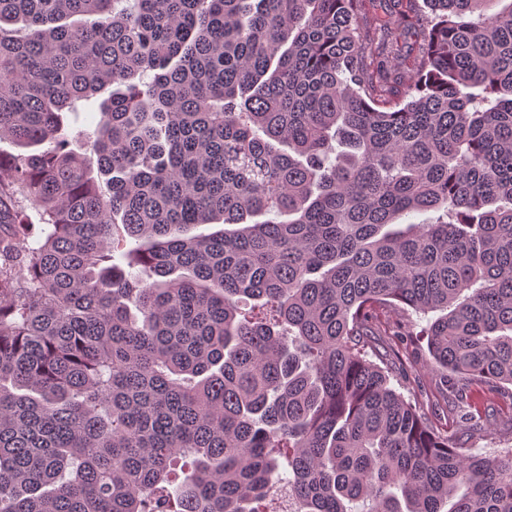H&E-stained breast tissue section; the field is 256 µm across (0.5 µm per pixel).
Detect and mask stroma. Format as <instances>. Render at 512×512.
I'll list each match as a JSON object with an SVG mask.
<instances>
[{
  "label": "stroma",
  "instance_id": "1",
  "mask_svg": "<svg viewBox=\"0 0 512 512\" xmlns=\"http://www.w3.org/2000/svg\"><path fill=\"white\" fill-rule=\"evenodd\" d=\"M385 342L399 353L392 366L394 387L419 404L429 425L448 428L452 433H468L453 394L434 383L426 340L389 336ZM469 401L482 414L485 429L468 433V447L493 456L512 450V385L491 391L482 384H472Z\"/></svg>",
  "mask_w": 512,
  "mask_h": 512
}]
</instances>
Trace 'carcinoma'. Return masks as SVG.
I'll return each mask as SVG.
<instances>
[{
  "instance_id": "carcinoma-1",
  "label": "carcinoma",
  "mask_w": 512,
  "mask_h": 512,
  "mask_svg": "<svg viewBox=\"0 0 512 512\" xmlns=\"http://www.w3.org/2000/svg\"><path fill=\"white\" fill-rule=\"evenodd\" d=\"M362 2L0 0V512H512L367 351L512 384V2L391 16L387 109ZM390 55H392L393 57H395L396 54H389V59L391 60V71H392V74H393V77L394 79L395 78H398L397 82L400 81L399 84H397V91H396V95L394 97H392L391 101L392 103H398V102H401L402 100H407V98H409L408 94L411 93V89L413 88V84L414 82L412 81V79L410 78L411 74L410 72H407V73H404V69L402 67V65L400 64L401 60L398 58H393V60L390 58ZM401 77V78H400ZM106 96L107 94L103 95L97 100V103ZM97 103L94 101L88 104L79 105L80 118L78 121L74 120L73 115H69L65 133L72 141L71 148L80 154H90V139L84 135V132H92L94 129L97 113L91 112V110L97 107Z\"/></svg>"
}]
</instances>
